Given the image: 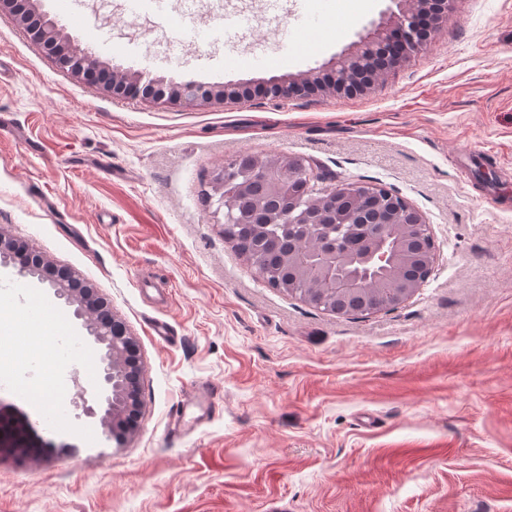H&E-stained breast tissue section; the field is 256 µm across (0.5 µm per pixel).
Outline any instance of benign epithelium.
<instances>
[{
	"mask_svg": "<svg viewBox=\"0 0 512 512\" xmlns=\"http://www.w3.org/2000/svg\"><path fill=\"white\" fill-rule=\"evenodd\" d=\"M452 0H440L441 10L430 12L427 5L432 0H414V9L398 2V12L385 26L377 27L360 41L356 50L342 55L334 62V77L309 74L305 83L321 91L342 94L351 89L350 77L371 69L380 76L385 71L407 62L425 45L423 28L435 30L447 16ZM0 14H7L22 28L29 39L48 52L55 65L71 77L86 82L91 79L92 54L81 48L66 34L57 22L40 11L39 0H0ZM122 80L108 81L105 76L95 80L96 86L112 97L140 96L141 85L158 88L150 95L156 101L190 106L222 102L228 98L246 99L241 90L215 85L207 89L194 80L145 79L138 71L121 73ZM265 94L288 99L299 94V82L284 79L265 87ZM249 172L240 171V160L235 158L224 165L213 179V189L222 195H238L250 192L253 182L261 180L275 196L285 197L290 214L300 213L307 224L325 225L336 223L338 206L347 202L351 210L364 212L375 210L383 215L382 223L395 226L390 236L374 232L366 236L361 250L348 252L341 246L336 235L324 238L313 257L304 267L299 263L297 251L288 252L284 264L272 268L264 275L272 288L295 296L303 302L336 315V295L327 290L337 289L348 298L361 295L368 287L365 272L379 270L387 274L386 287L396 289L393 294L383 292L381 301L371 309L377 313L398 307L427 282L436 262V250L431 227L408 201L397 193L376 185L343 183L334 189H324L314 200L315 206L304 204L309 195L311 174L300 168L281 180L285 168L291 167L292 159L284 155H244ZM281 213L258 212L246 220L251 237L263 242L267 228L279 223ZM417 266L415 276L401 278L406 266ZM14 266L19 272L44 279L48 263L43 256H35L26 245L0 234V266ZM79 279L70 272L62 271L50 280L53 295L67 306L75 307V316L82 320L88 338L103 346L100 374V402L103 410L100 421L112 429V435L122 439L135 432L141 410V389L138 364L133 360L135 339L125 324L104 312L106 301L94 289L78 285Z\"/></svg>",
	"mask_w": 512,
	"mask_h": 512,
	"instance_id": "obj_1",
	"label": "benign epithelium"
}]
</instances>
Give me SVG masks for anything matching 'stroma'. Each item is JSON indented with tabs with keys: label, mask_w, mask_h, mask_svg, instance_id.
Masks as SVG:
<instances>
[{
	"label": "stroma",
	"mask_w": 512,
	"mask_h": 512,
	"mask_svg": "<svg viewBox=\"0 0 512 512\" xmlns=\"http://www.w3.org/2000/svg\"><path fill=\"white\" fill-rule=\"evenodd\" d=\"M41 4L116 69L251 94L114 98L0 14V233L94 287L142 370L139 426L121 443L86 413L96 394L79 371L44 377L68 405L52 430L0 393V512H512V0H452L423 49L365 92L288 100L258 87L325 70L393 0ZM311 11L321 24L301 31ZM243 13L267 19L252 47ZM244 153L398 192L431 226L428 281L367 316L269 287L225 241L211 189ZM1 293L0 339L17 354L39 336L83 340L48 285L0 267ZM200 382L217 394L209 421L172 433Z\"/></svg>",
	"instance_id": "35a3bbf8"
}]
</instances>
